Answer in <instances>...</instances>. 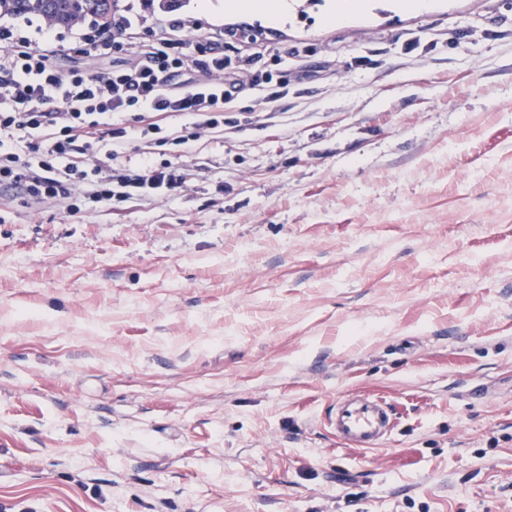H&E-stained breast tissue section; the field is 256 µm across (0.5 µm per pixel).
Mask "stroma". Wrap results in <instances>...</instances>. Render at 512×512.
Masks as SVG:
<instances>
[{
  "mask_svg": "<svg viewBox=\"0 0 512 512\" xmlns=\"http://www.w3.org/2000/svg\"><path fill=\"white\" fill-rule=\"evenodd\" d=\"M228 2H124L288 71L208 178L0 214V512H512V0ZM390 405L383 400H369L355 405L346 399L336 402L329 425L336 439L349 448H378L394 429Z\"/></svg>",
  "mask_w": 512,
  "mask_h": 512,
  "instance_id": "1",
  "label": "stroma"
}]
</instances>
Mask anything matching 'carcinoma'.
<instances>
[{"instance_id":"obj_1","label":"carcinoma","mask_w":512,"mask_h":512,"mask_svg":"<svg viewBox=\"0 0 512 512\" xmlns=\"http://www.w3.org/2000/svg\"><path fill=\"white\" fill-rule=\"evenodd\" d=\"M119 0H0V17L33 15L50 29L77 28L91 22L112 28V14Z\"/></svg>"}]
</instances>
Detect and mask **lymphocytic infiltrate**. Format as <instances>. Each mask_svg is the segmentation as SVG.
Returning <instances> with one entry per match:
<instances>
[{"mask_svg":"<svg viewBox=\"0 0 512 512\" xmlns=\"http://www.w3.org/2000/svg\"><path fill=\"white\" fill-rule=\"evenodd\" d=\"M113 27L110 38L83 34L89 59L128 51L136 21L124 16ZM61 52L52 33L35 42L0 27V189L28 208L52 204L71 214L88 204L176 196L206 169L148 156L139 167L117 168L114 160L161 134L190 153L194 142L223 131L224 111L240 93L259 90L268 104L288 87L287 71L256 69L253 59L225 51L223 32L203 36L180 21L109 66L65 71ZM174 114L192 118L183 133L164 131ZM8 137L32 139L30 153L5 146Z\"/></svg>","mask_w":512,"mask_h":512,"instance_id":"obj_1","label":"lymphocytic infiltrate"}]
</instances>
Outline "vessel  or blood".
I'll return each mask as SVG.
<instances>
[{"label":"vessel or blood","mask_w":512,"mask_h":512,"mask_svg":"<svg viewBox=\"0 0 512 512\" xmlns=\"http://www.w3.org/2000/svg\"><path fill=\"white\" fill-rule=\"evenodd\" d=\"M329 425L347 447L374 449L392 433L395 422L385 401L374 399L356 405L342 398L336 403Z\"/></svg>","instance_id":"b4317fda"}]
</instances>
